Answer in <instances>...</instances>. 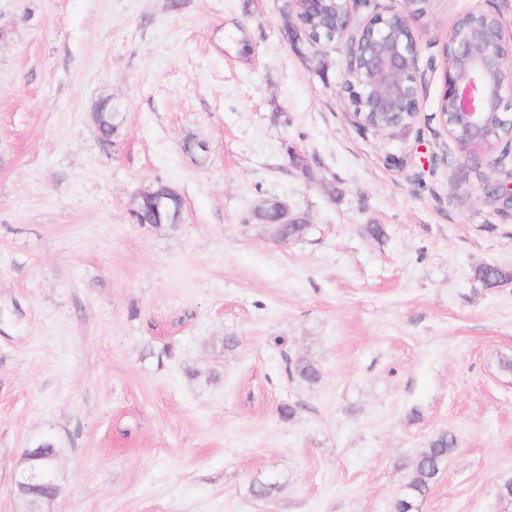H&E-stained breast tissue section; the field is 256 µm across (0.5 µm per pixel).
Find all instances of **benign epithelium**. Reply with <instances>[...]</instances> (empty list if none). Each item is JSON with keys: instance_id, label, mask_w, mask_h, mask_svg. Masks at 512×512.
<instances>
[{"instance_id": "obj_1", "label": "benign epithelium", "mask_w": 512, "mask_h": 512, "mask_svg": "<svg viewBox=\"0 0 512 512\" xmlns=\"http://www.w3.org/2000/svg\"><path fill=\"white\" fill-rule=\"evenodd\" d=\"M328 0H293L303 26L311 17L323 12ZM343 11L334 17L336 35L344 37L355 30L367 36L371 47L362 57L348 53L344 60L347 106L355 111L359 104L366 111L400 117L410 123L418 112V47L413 23L425 10L416 3L429 0H403L401 11H374L364 19L359 9L370 0H342ZM485 13H471L472 23L448 29L446 47L452 50L455 66L444 69V92L440 117L444 125L458 128L463 145L477 144L490 151L503 142L499 128L512 129V43L505 41L500 15L492 13L496 23L481 22ZM56 460L44 459L20 472L16 485L19 493L52 481Z\"/></svg>"}]
</instances>
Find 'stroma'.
I'll use <instances>...</instances> for the list:
<instances>
[{"mask_svg": "<svg viewBox=\"0 0 512 512\" xmlns=\"http://www.w3.org/2000/svg\"><path fill=\"white\" fill-rule=\"evenodd\" d=\"M284 4L0 0V512L45 435L46 512H394L443 432L420 512H512V283L475 277L512 273V151L472 172L438 113L449 28L511 32L512 0H430L418 114L387 131L346 107V41L293 44ZM159 183L180 223H137ZM298 220L289 216L288 208L283 203L276 207V218L271 224H288L284 227V235L287 238L303 236L309 229L308 224H297ZM455 447V439L442 433L431 440L412 461L407 492L394 504L395 512H419V506L429 492L443 463Z\"/></svg>", "mask_w": 512, "mask_h": 512, "instance_id": "35a3bbf8", "label": "stroma"}]
</instances>
